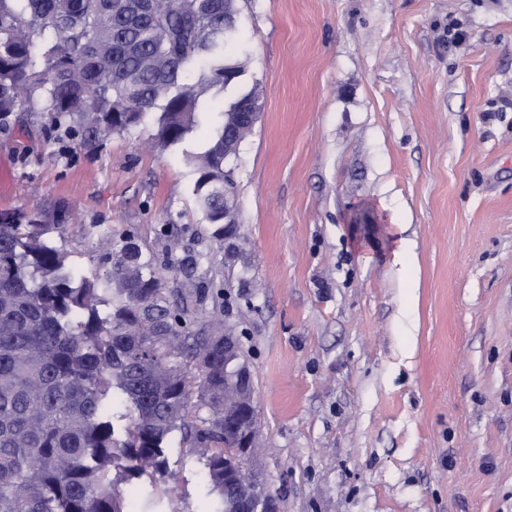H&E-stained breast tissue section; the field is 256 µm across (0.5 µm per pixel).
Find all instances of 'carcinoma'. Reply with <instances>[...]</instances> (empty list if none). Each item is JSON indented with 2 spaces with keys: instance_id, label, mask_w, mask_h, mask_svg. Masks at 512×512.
Instances as JSON below:
<instances>
[{
  "instance_id": "obj_1",
  "label": "carcinoma",
  "mask_w": 512,
  "mask_h": 512,
  "mask_svg": "<svg viewBox=\"0 0 512 512\" xmlns=\"http://www.w3.org/2000/svg\"><path fill=\"white\" fill-rule=\"evenodd\" d=\"M234 0H0V122L24 88L53 127L103 141L160 106L155 138L182 142L200 98L236 79L224 56ZM40 49L42 68L34 69ZM221 113L216 138L189 156L210 224L224 223V159L252 128ZM56 225L0 217V512H129L122 484L164 479L179 432L205 461L216 497L239 512L247 484L224 483L236 459L224 436V327L187 321L213 284L172 303L154 258L112 236L115 261L89 277L55 244ZM120 399L123 411L114 410Z\"/></svg>"
}]
</instances>
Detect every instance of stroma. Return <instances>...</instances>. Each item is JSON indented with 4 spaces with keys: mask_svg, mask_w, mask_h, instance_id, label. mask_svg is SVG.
<instances>
[{
    "mask_svg": "<svg viewBox=\"0 0 512 512\" xmlns=\"http://www.w3.org/2000/svg\"><path fill=\"white\" fill-rule=\"evenodd\" d=\"M234 7L247 67L183 142L154 139L155 110L99 145L25 106L1 124L0 215L56 225L89 276L112 265L95 225L130 232L173 297L196 263L218 291L191 315L235 331L283 512H512V0ZM255 89L219 237L185 156ZM168 456L163 490L199 512L202 456L178 434Z\"/></svg>",
    "mask_w": 512,
    "mask_h": 512,
    "instance_id": "35a3bbf8",
    "label": "stroma"
}]
</instances>
